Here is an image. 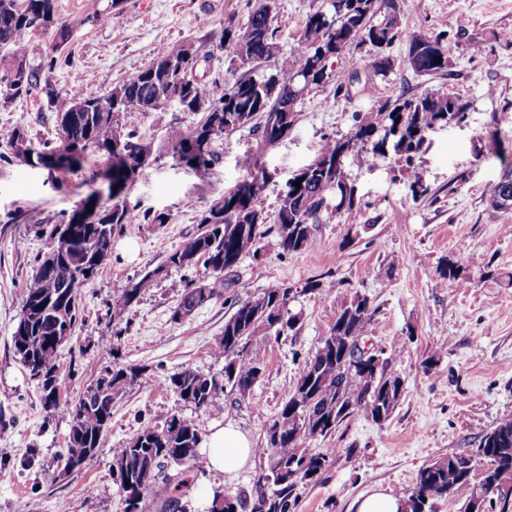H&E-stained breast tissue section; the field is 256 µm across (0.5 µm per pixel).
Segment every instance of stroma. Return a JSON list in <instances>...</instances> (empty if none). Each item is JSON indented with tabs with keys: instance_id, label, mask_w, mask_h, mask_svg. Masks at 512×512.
I'll use <instances>...</instances> for the list:
<instances>
[{
	"instance_id": "stroma-1",
	"label": "stroma",
	"mask_w": 512,
	"mask_h": 512,
	"mask_svg": "<svg viewBox=\"0 0 512 512\" xmlns=\"http://www.w3.org/2000/svg\"><path fill=\"white\" fill-rule=\"evenodd\" d=\"M257 3L100 0V18L90 22L88 0H58L60 18L73 29L68 42L58 47L45 35L0 47V61L21 57L38 77L30 95L11 100L0 92V512H125L112 479V451L144 425L174 414L192 420L201 436L219 422L262 447L305 358L357 294L376 310L362 341L383 351L403 391L385 422L358 412L331 436L309 441V448L336 454L317 480L298 486L295 512H356L358 501L377 490L404 496L422 467L473 452L495 425L512 418V210L489 202L512 164V0H411L401 23L441 37L446 71L420 75L399 65L400 42L390 47L396 63L383 75L370 67L375 47L342 54L334 61L335 81L303 97L288 135L267 146L244 127L216 142L205 171L178 164L168 143L170 128L193 129L202 113L171 105L126 114V129L150 145L154 161L124 195L129 220L111 257L80 290L82 319L58 351L71 374L61 382L59 407L43 410L40 386L13 350V328L36 258L54 245L53 225L101 188L107 160L89 155L73 174L18 166L3 159L4 134L18 127L33 143L56 140V108L73 89L105 91L172 45L218 41L225 21L245 23ZM320 4L276 0L279 54L257 63L256 71H275L300 52V32ZM352 73L356 81L341 89ZM430 88L458 97L467 118L429 134L419 160L425 194L412 197L394 154L351 153L344 172L356 206L329 213L313 249L288 253L274 239L262 240L227 276L221 297L179 321L172 313L195 273L169 269L132 306L125 324L109 321L113 293L196 234L203 212L247 176L243 158L266 173L258 206L274 215L288 182L314 162L326 138L347 137L356 117ZM158 213L167 215L166 224L150 223ZM448 259L459 273L445 282L438 268ZM309 283L314 292H305ZM281 285L295 290L288 311L299 322L288 337L252 339L248 353L263 371L248 395L221 392L213 411L184 403L170 375L185 368L222 375L215 349L225 321L241 302ZM115 363L144 368L152 382L116 397L96 457L64 472L71 408L99 369ZM265 467L255 455L234 477L198 475L181 504L185 512H209L214 490L228 497L252 491Z\"/></svg>"
}]
</instances>
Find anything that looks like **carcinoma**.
I'll return each mask as SVG.
<instances>
[{
	"label": "carcinoma",
	"instance_id": "carcinoma-1",
	"mask_svg": "<svg viewBox=\"0 0 512 512\" xmlns=\"http://www.w3.org/2000/svg\"><path fill=\"white\" fill-rule=\"evenodd\" d=\"M406 3L407 0H322L302 28L301 52L292 60L283 61L280 70L248 75L218 91L215 86L202 83L196 76L198 66L217 52L229 51L231 65L239 68L276 55L273 0H261L246 23L225 22L219 42L175 44L108 93L88 88L75 94L74 98L85 101L89 110L73 112L65 107L57 112L58 144L39 148L24 130L15 128L10 132V162L69 171L80 166L88 152H97L108 161L103 178L117 188L109 192V204L100 203L93 192L82 205L63 214L61 223L50 232L55 246L39 260L24 292L12 342L30 377L38 378L41 384L45 408L59 406L50 393L69 375V369L58 360V349L71 337L77 323L78 289L94 279L111 256L115 234L128 223V208L121 195L143 171L140 158L149 153L138 136L123 126L124 115L156 111L171 102L191 112V103L198 102V111L205 113L203 121L190 131L174 127L169 132L172 156H192L196 169L205 168L212 161L217 141L253 122L262 141L271 146L293 128L306 81L321 85L336 79L329 64L351 49L368 43L379 47L382 54L371 63L376 74L383 75L394 66L384 51L397 41L405 43L402 63L413 71L431 74L448 67L447 48L439 38L401 27ZM380 12L384 16L378 21ZM60 29H69V24L60 20L56 0H0V46ZM0 83L6 85L9 96L17 97L30 94L37 78L29 70L21 76L7 68ZM178 89L182 90L180 98L168 99L169 92ZM465 119L466 108L459 98L428 89L416 97L386 102L368 115L357 117L353 135L328 143L316 162L336 156L344 147L368 148L381 155L386 140L392 138L402 148L401 166L407 173L412 196L417 198L426 193L417 160L427 135L437 127ZM256 179L252 173L225 193L202 215L196 235L169 253L164 264L146 271L130 287L112 296V323L122 324L129 308L172 267L185 268L203 261L209 276L202 282L209 285L211 300L224 290V274L233 270L230 260H240L269 231L275 232L283 251H307L315 244V225L322 223L330 201H336L338 211L355 206L354 189L345 173L327 169L315 179L296 175L277 212L269 218L257 207L265 182L258 183ZM492 205L512 210L511 172H506L495 185ZM197 287L193 280L188 283L178 307L190 313L203 306L196 295ZM291 292L288 287L268 288L241 303L224 323L216 349V355L224 359V379L220 381L190 368L176 372L169 377V383L181 400L197 409H209L216 395L228 386L246 395L262 374L261 364L246 354L247 345L262 332L272 331L279 337L293 329L295 319L287 310ZM374 314L367 298L358 294L340 311L316 352L304 361L293 391L267 431L266 446L258 449L261 458L269 463L261 476L265 488L253 498L241 493L232 500L216 489L210 512H226L228 500L235 503L237 512H258L255 504L265 500L269 501L267 512H295L297 486L315 480L330 466L334 453L332 448L313 451L305 446L306 440L331 435L338 426L336 412L345 408L352 414L361 412L377 423L382 414L390 417L398 401V387L402 386L400 378L387 373L383 366L375 384H370L365 377L366 364L353 365V347L347 344L366 335ZM145 381V370L138 366L115 364L101 368L72 410L65 464L81 469L94 459L112 419L114 397L125 387ZM200 442L195 423L174 414L163 427L148 424L128 445L112 449V479L125 494L127 512H139L149 489L163 507L178 508L179 496L190 487L187 479L155 483L154 470L166 461L185 473H205L198 454ZM480 447L483 452L479 458L456 454L422 467L407 500L425 497L431 510L436 500L469 486L471 494L488 499L493 512H512V498L500 492V485L512 480V418L486 433ZM478 467L483 477L475 482L473 476Z\"/></svg>",
	"mask_w": 512,
	"mask_h": 512
}]
</instances>
